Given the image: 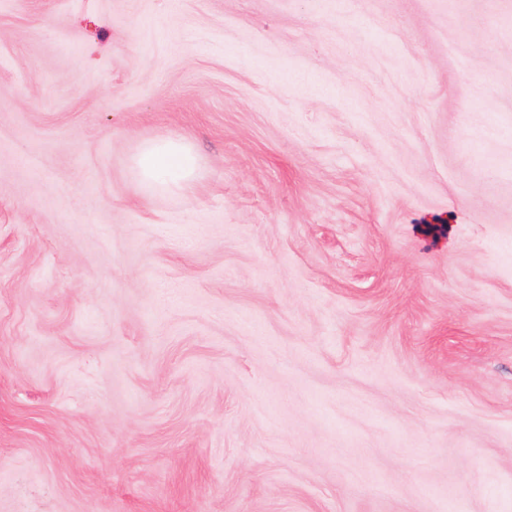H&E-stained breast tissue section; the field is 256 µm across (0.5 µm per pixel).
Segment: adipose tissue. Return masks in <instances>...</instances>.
Returning a JSON list of instances; mask_svg holds the SVG:
<instances>
[{
	"mask_svg": "<svg viewBox=\"0 0 512 512\" xmlns=\"http://www.w3.org/2000/svg\"><path fill=\"white\" fill-rule=\"evenodd\" d=\"M135 163L145 180L176 191L187 189L196 171L194 151L179 137L145 145Z\"/></svg>",
	"mask_w": 512,
	"mask_h": 512,
	"instance_id": "obj_1",
	"label": "adipose tissue"
}]
</instances>
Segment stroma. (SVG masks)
<instances>
[{
	"label": "stroma",
	"mask_w": 512,
	"mask_h": 512,
	"mask_svg": "<svg viewBox=\"0 0 512 512\" xmlns=\"http://www.w3.org/2000/svg\"><path fill=\"white\" fill-rule=\"evenodd\" d=\"M0 512H512V0H0ZM135 163L145 180L176 191L187 189L196 171L194 151L180 137L145 145Z\"/></svg>",
	"instance_id": "stroma-1"
}]
</instances>
